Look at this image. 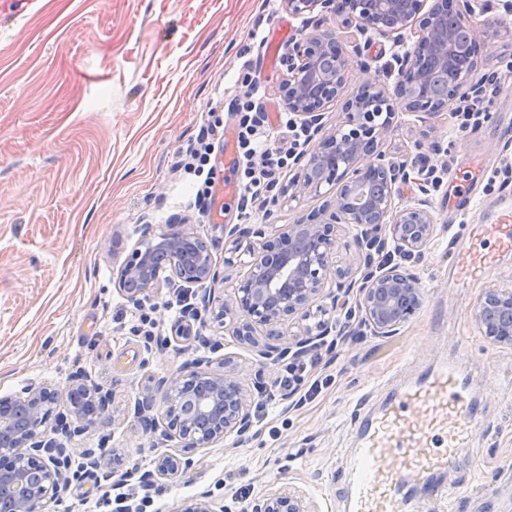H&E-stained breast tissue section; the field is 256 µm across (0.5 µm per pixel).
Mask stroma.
I'll list each match as a JSON object with an SVG mask.
<instances>
[{
  "instance_id": "stroma-1",
  "label": "stroma",
  "mask_w": 512,
  "mask_h": 512,
  "mask_svg": "<svg viewBox=\"0 0 512 512\" xmlns=\"http://www.w3.org/2000/svg\"><path fill=\"white\" fill-rule=\"evenodd\" d=\"M471 7L482 33L478 74L497 88L481 97L487 121L458 130V97L434 115L399 111L382 142L412 177L433 170L443 179L429 194L433 238L403 262L419 279L421 303L395 334L378 336L349 301L348 332L317 366L331 383L301 407L288 406L274 386L294 359L292 326L253 345L217 317L222 298L249 270L244 262L225 265L224 227L262 225L272 242L277 226L309 218L331 194L303 191L295 165L274 188L276 203L260 199L247 215L228 209L223 223L212 224L193 208L194 177L176 166L208 121L235 126L245 61L257 64L267 109L279 111L288 45L279 44L270 67L265 41L279 26L294 37L312 29L315 14L293 13L286 0H42L39 12L0 20V397L31 383L63 393L77 373L106 393L100 425L62 432L69 418L62 403L48 423L71 471L82 474L60 489L73 512H115L117 476L135 492L137 470L149 475L153 512H181L191 498L211 502L214 512H251L282 486L299 490L312 512H343L347 474L336 459L351 447L358 408L398 384L402 366L417 375L442 353L468 370L484 413L470 447L432 477L440 498L405 496L401 512H512V345L486 338L475 317L489 288H512V254L466 285L449 271L469 225L482 223L483 205L512 188V69L504 66L512 58V13L506 0H471ZM335 33L352 62L322 134L343 124L345 101L366 81H394L392 39L372 30ZM464 171L472 174L473 204L463 213L454 185ZM168 224L202 236L224 272L215 287H194L196 318L186 340L166 309L176 298L169 285L139 307L118 286L134 251ZM141 311L155 319L154 329L138 321ZM267 343L280 356L261 357L258 347ZM197 368L230 372L252 403H267V419L189 451L145 430L144 419L163 414L143 404L147 392ZM90 454L99 467L86 465ZM168 455L191 459V468L161 475ZM243 485L250 495L241 501L234 492Z\"/></svg>"
}]
</instances>
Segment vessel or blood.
Listing matches in <instances>:
<instances>
[{"instance_id": "1", "label": "vessel or blood", "mask_w": 512, "mask_h": 512, "mask_svg": "<svg viewBox=\"0 0 512 512\" xmlns=\"http://www.w3.org/2000/svg\"><path fill=\"white\" fill-rule=\"evenodd\" d=\"M511 251L512 191L506 189L488 223L471 226L454 257L453 275L462 283L478 280L500 254ZM477 411L471 382L455 362L442 359L427 377L358 415L355 451L341 460L348 474L347 512H398L411 488L430 496L426 476L447 467L470 444Z\"/></svg>"}]
</instances>
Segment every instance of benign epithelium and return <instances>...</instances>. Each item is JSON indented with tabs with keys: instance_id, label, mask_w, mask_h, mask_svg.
Returning <instances> with one entry per match:
<instances>
[{
	"instance_id": "1",
	"label": "benign epithelium",
	"mask_w": 512,
	"mask_h": 512,
	"mask_svg": "<svg viewBox=\"0 0 512 512\" xmlns=\"http://www.w3.org/2000/svg\"><path fill=\"white\" fill-rule=\"evenodd\" d=\"M287 0L296 13L312 12L318 6L344 28L400 40L407 30L415 37L413 47L396 58L397 80L393 87L378 81L364 85L346 106V132L328 135L318 151L302 167L303 188L320 192L327 184L336 187V197L320 213L318 222L283 224L278 228L282 247L261 242L262 228L224 225V245L231 254L251 258L244 284L224 300V317L234 333L256 344L258 331L293 319L298 331L295 346L304 348L315 336L303 322L321 295L335 266L337 229L344 224L361 228L357 248L389 245L407 257L421 255L434 231L427 185L417 179L421 196L413 204L401 202L400 186L410 182L406 165L386 158L381 140L389 132L396 112L437 113L432 74L447 81L448 92L479 94L474 81L478 68L480 30L471 14L470 0ZM286 77L280 93L286 107L302 117L314 131L322 130V112L335 101L342 87L349 59L343 55L331 31L301 32L288 45L284 57ZM389 120L376 122V111ZM164 252L159 262L148 250H137L122 268L120 281L128 302L139 305L165 281L180 290L205 281L223 279L214 267L207 242L185 224H168L157 234ZM171 271V275L162 273ZM418 278L398 264L370 270L358 288L363 322L378 336L394 334L417 308ZM476 319L494 342L512 345V289L493 288L476 308ZM65 398L70 414L81 430L103 417L106 396L82 375L72 376L65 394L45 386L29 385L21 392L0 398V495L12 498L13 512H48L62 505L60 486L71 481L66 448L40 430L52 414V405ZM165 408V436L178 439L184 448L208 447L233 432L250 426L251 396L228 374L194 371L158 383L146 396ZM253 512H311L305 497L289 487L269 492Z\"/></svg>"
}]
</instances>
